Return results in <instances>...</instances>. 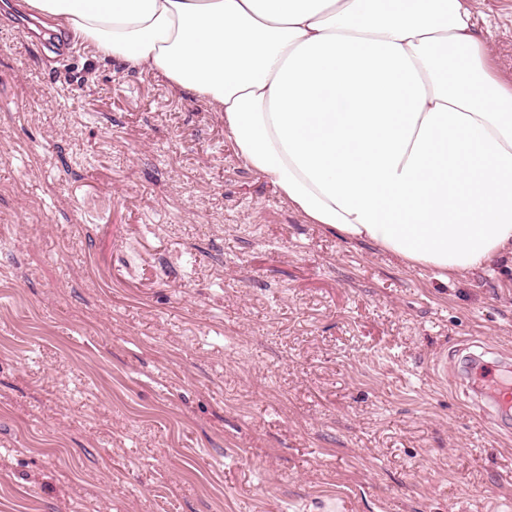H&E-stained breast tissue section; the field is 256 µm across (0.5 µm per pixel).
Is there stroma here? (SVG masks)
Masks as SVG:
<instances>
[{
	"label": "stroma",
	"mask_w": 512,
	"mask_h": 512,
	"mask_svg": "<svg viewBox=\"0 0 512 512\" xmlns=\"http://www.w3.org/2000/svg\"><path fill=\"white\" fill-rule=\"evenodd\" d=\"M512 84V0H471ZM0 0V512H512V260L310 224L224 118ZM451 355L446 381L430 362ZM477 379L487 390L485 402L499 410L511 412L512 407V379L511 374L504 375L499 372L498 366L490 362H481L476 371ZM482 398L474 399L473 405L483 415H493L489 405Z\"/></svg>",
	"instance_id": "35a3bbf8"
}]
</instances>
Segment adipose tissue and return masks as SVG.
I'll return each instance as SVG.
<instances>
[{
    "label": "adipose tissue",
    "instance_id": "1",
    "mask_svg": "<svg viewBox=\"0 0 512 512\" xmlns=\"http://www.w3.org/2000/svg\"><path fill=\"white\" fill-rule=\"evenodd\" d=\"M224 116L312 224L441 280L512 254V85L465 0H25Z\"/></svg>",
    "mask_w": 512,
    "mask_h": 512
}]
</instances>
